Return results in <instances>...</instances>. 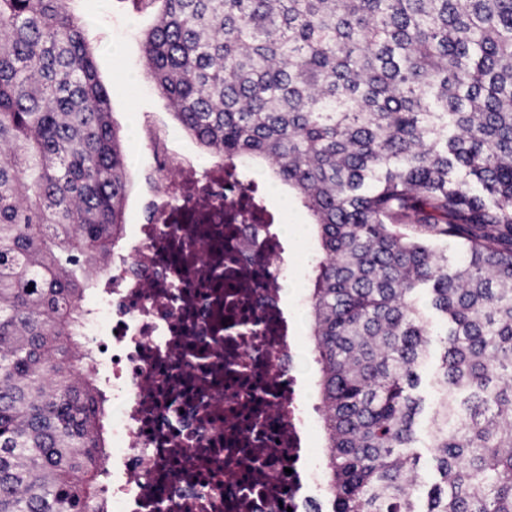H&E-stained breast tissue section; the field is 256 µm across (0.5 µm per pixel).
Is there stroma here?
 <instances>
[{
    "label": "stroma",
    "mask_w": 512,
    "mask_h": 512,
    "mask_svg": "<svg viewBox=\"0 0 512 512\" xmlns=\"http://www.w3.org/2000/svg\"><path fill=\"white\" fill-rule=\"evenodd\" d=\"M67 7L89 30L99 76L112 88V121L123 134L128 152L126 220L143 221L147 182L153 166L148 147L137 139L140 120L151 116L158 129L174 133L179 142L188 140L144 77L140 34L151 26L152 19L135 10L131 0H67ZM272 205L287 207L295 224L302 228L303 240L296 251L303 269L312 271L320 253L308 212L297 195L281 184L276 187Z\"/></svg>",
    "instance_id": "35a3bbf8"
}]
</instances>
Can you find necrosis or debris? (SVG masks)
Listing matches in <instances>:
<instances>
[{
    "label": "necrosis or debris",
    "instance_id": "4bbe7bcc",
    "mask_svg": "<svg viewBox=\"0 0 512 512\" xmlns=\"http://www.w3.org/2000/svg\"><path fill=\"white\" fill-rule=\"evenodd\" d=\"M158 173L90 305L85 334L112 403V512H316L319 409L296 370L281 218L245 198L223 160L198 168L142 125Z\"/></svg>",
    "mask_w": 512,
    "mask_h": 512
}]
</instances>
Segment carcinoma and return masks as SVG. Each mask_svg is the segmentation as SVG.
Segmentation results:
<instances>
[{
  "label": "carcinoma",
  "instance_id": "cac0c4a2",
  "mask_svg": "<svg viewBox=\"0 0 512 512\" xmlns=\"http://www.w3.org/2000/svg\"><path fill=\"white\" fill-rule=\"evenodd\" d=\"M140 2L178 125L316 229L325 512H512V0ZM111 97L63 0H0V512H110Z\"/></svg>",
  "mask_w": 512,
  "mask_h": 512
}]
</instances>
